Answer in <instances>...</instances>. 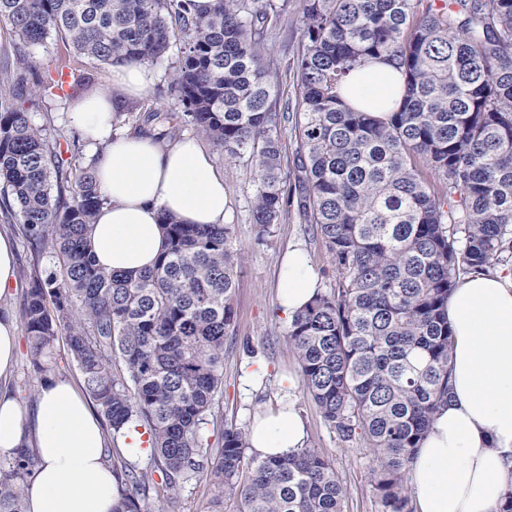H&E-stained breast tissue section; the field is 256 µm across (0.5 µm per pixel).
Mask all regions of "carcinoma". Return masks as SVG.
<instances>
[{
    "mask_svg": "<svg viewBox=\"0 0 512 512\" xmlns=\"http://www.w3.org/2000/svg\"><path fill=\"white\" fill-rule=\"evenodd\" d=\"M287 8L288 0H215L206 14L193 0H0L20 63L0 76V204L51 264L29 274L31 363L49 380L64 346L108 438L145 428L150 470L162 473L158 487L116 452L112 512H145L153 491L173 503L192 476L236 512H344L348 490L316 448L261 459L233 424L220 446L204 443L235 317V225L166 216L169 247L153 269L133 277L98 266L88 245L105 202L97 159L71 171L58 142L17 106L26 95L74 105L98 95V76L73 67L66 91L49 75L30 87L29 47L60 37L101 68L124 59L153 66L178 47L168 92L183 112L150 113L151 137L191 129L225 157L247 159L260 244L284 212L281 126L295 120L298 215L324 242L336 288L291 318L288 342L330 429L370 448L380 512H414L406 467L448 397L447 304L457 278L512 255V0H299L293 117L277 111L266 60L268 29ZM378 59L404 79L384 120L340 94L351 71ZM33 465L30 449L16 452L0 479V512H25L19 480Z\"/></svg>",
    "mask_w": 512,
    "mask_h": 512,
    "instance_id": "carcinoma-1",
    "label": "carcinoma"
}]
</instances>
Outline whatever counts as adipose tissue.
<instances>
[{
  "label": "adipose tissue",
  "instance_id": "ef3b65f1",
  "mask_svg": "<svg viewBox=\"0 0 512 512\" xmlns=\"http://www.w3.org/2000/svg\"><path fill=\"white\" fill-rule=\"evenodd\" d=\"M157 75L127 59L112 67L111 95L74 105L68 122L107 142L98 182L109 202L90 229L91 250L108 270L136 276L167 249L164 215L184 224H227L231 200L224 174L198 138L159 143L113 135V97L144 94ZM404 91L400 73L375 63L350 72L341 97L384 118ZM319 289L302 248L289 250L278 274L279 304L295 315ZM452 332L449 396L432 417L406 469L416 512H500L512 490V271L461 276L448 299ZM306 424L290 405L258 415L250 450L261 458L303 448ZM32 449L36 465L26 512H112L119 485L103 454L104 432L89 401L69 381L40 387L33 409L0 391V454Z\"/></svg>",
  "mask_w": 512,
  "mask_h": 512
}]
</instances>
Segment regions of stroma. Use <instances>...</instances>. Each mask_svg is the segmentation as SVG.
Here are the masks:
<instances>
[{"instance_id": "35a3bbf8", "label": "stroma", "mask_w": 512, "mask_h": 512, "mask_svg": "<svg viewBox=\"0 0 512 512\" xmlns=\"http://www.w3.org/2000/svg\"><path fill=\"white\" fill-rule=\"evenodd\" d=\"M300 41L299 0H288V17L269 36V58L280 102L297 106L299 89L291 72ZM157 79L146 93L123 99L118 111L125 119L113 127L116 135L134 134L145 129L148 112L161 109L181 111V104L169 96L167 85L172 77L169 63L156 65ZM31 123L44 129L47 137L59 139L60 152L73 164H85L103 149V142L87 140L86 136L68 126L63 105L52 109L32 105L22 99ZM218 169L232 200L231 222L236 227L235 252L239 270L234 295L235 323L224 340V388L218 395L214 419L202 430L203 438L211 445L221 441L224 424L249 429L256 414L277 409L281 400H288L306 421L307 447L316 448L329 457L336 474L348 488L345 512H379L380 506L369 471L373 457L367 445L359 439L342 440L324 421L321 413L306 396L299 377L296 356L288 343L289 319L278 304L277 271L279 263L293 245L305 249L319 280L321 292H331L336 286V273L321 239L310 225L301 223L296 207H289L269 242L256 244L251 224V204L254 195L253 171L245 163L215 155ZM0 233L17 241L16 291L0 299V318H12L23 325V302L31 269L38 257L22 238L14 217L0 210ZM294 384L284 388L283 378ZM150 512H231L228 503L208 480L192 479L185 483L176 503L164 504L149 498Z\"/></svg>"}]
</instances>
